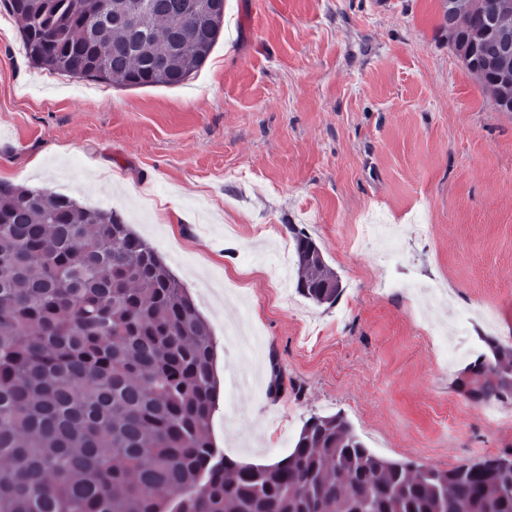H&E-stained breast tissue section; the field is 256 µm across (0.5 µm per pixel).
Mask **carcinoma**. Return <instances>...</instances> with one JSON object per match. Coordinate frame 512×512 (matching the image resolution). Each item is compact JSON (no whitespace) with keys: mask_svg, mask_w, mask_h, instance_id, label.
I'll list each match as a JSON object with an SVG mask.
<instances>
[{"mask_svg":"<svg viewBox=\"0 0 512 512\" xmlns=\"http://www.w3.org/2000/svg\"><path fill=\"white\" fill-rule=\"evenodd\" d=\"M22 19L32 64L125 87H175L217 44L224 0H0ZM509 0H456L449 44L494 99L512 104ZM164 60L166 65L157 66ZM297 290L342 292L315 242L294 236ZM216 344L148 240L113 210L0 182V512H512L501 458L449 470L380 457L340 414L305 420L273 464L244 463L207 433ZM473 364L476 398L495 389Z\"/></svg>","mask_w":512,"mask_h":512,"instance_id":"obj_1","label":"carcinoma"}]
</instances>
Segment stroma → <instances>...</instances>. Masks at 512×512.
Wrapping results in <instances>:
<instances>
[{
    "label": "stroma",
    "instance_id": "obj_1",
    "mask_svg": "<svg viewBox=\"0 0 512 512\" xmlns=\"http://www.w3.org/2000/svg\"><path fill=\"white\" fill-rule=\"evenodd\" d=\"M443 4L224 0L218 43L177 87L58 75L31 64L18 21L0 27V181L116 210L156 248L212 327L209 435L227 456L273 462L337 413L385 458L512 454V392L464 389L476 359L512 353L482 318L512 304V112L449 45ZM373 216L395 227L392 260L357 243ZM297 233L343 286L301 316L283 299L296 268L267 279ZM231 322L258 346L235 352Z\"/></svg>",
    "mask_w": 512,
    "mask_h": 512
}]
</instances>
